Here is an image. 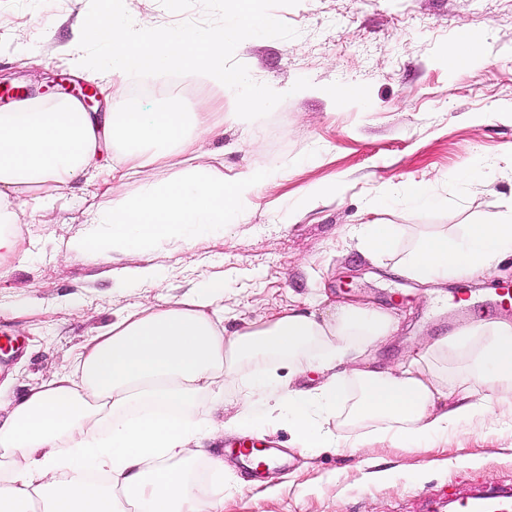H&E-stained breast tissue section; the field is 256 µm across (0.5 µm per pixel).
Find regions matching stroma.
<instances>
[{
  "instance_id": "obj_1",
  "label": "stroma",
  "mask_w": 512,
  "mask_h": 512,
  "mask_svg": "<svg viewBox=\"0 0 512 512\" xmlns=\"http://www.w3.org/2000/svg\"><path fill=\"white\" fill-rule=\"evenodd\" d=\"M125 6L139 28L204 17L198 5L180 14L158 0ZM88 7L89 0H0V81L36 92L32 108L50 112L66 100L57 78L97 85L68 56ZM273 14L298 37L249 38L235 51L253 80L285 91L268 116L232 117L234 92L194 74L117 80L96 103L109 112L135 97L156 112L202 102L224 107L226 117L198 157L171 154L125 182L83 175L16 225L28 255L0 263L8 271L0 278V328L21 345L0 368L11 398L67 370L83 342L118 314L176 303L209 280L224 283L230 333L291 307L319 320L344 301L397 308L403 328L368 350L369 368L424 355L459 327L458 308L437 310L439 294L470 299L475 320L494 308V285H512V255L485 277L438 288L393 272L396 256H368L352 235L357 224H396L403 251L419 234L460 237L512 207V0H299ZM464 31L480 37L482 59L449 66L448 46ZM301 77L311 88L292 92ZM336 85L361 94L343 102L323 96L322 87ZM473 157L482 169L463 180ZM196 166L219 169L228 183L246 168L266 179L222 228L193 243L172 239L96 259L70 252L97 208L135 200L143 183ZM408 181L428 182L435 205L406 203L397 190ZM143 266L156 280L135 278ZM240 401V383L230 382L223 411L211 412L206 401L199 407L214 421L208 451L225 458L224 512H448L449 482L512 478L510 424L462 425L428 450L377 445L314 457L282 424L261 436L287 451L288 466L253 485L226 446L224 423Z\"/></svg>"
}]
</instances>
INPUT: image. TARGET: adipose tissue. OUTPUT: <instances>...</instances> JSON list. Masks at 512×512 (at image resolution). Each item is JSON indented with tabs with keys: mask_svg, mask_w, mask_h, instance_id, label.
<instances>
[{
	"mask_svg": "<svg viewBox=\"0 0 512 512\" xmlns=\"http://www.w3.org/2000/svg\"><path fill=\"white\" fill-rule=\"evenodd\" d=\"M213 125L208 112L174 108L142 111L127 99L110 112H88L70 99L51 112L20 106L0 115V276L8 258H25L13 224L20 208L48 204L41 186L61 189L73 177L101 168L103 150L125 145L111 168L117 180L161 161L168 148L194 154ZM264 175L190 169L147 185L138 199L98 209L93 230L73 240L72 252L95 258L162 240H186L222 224L241 209ZM106 225L99 233L98 225ZM512 252V209L492 223L471 225L461 237H418L400 261V274L429 284L481 276ZM222 282L201 285L173 306L131 310L90 336L72 371L30 389L0 418V512H224V459L199 458L190 445L207 437L191 411L203 394L224 400V384L243 365L274 358L281 370L252 374L232 425L250 431L272 418L287 423L302 451L354 452L327 414L344 410L343 426L367 425L368 437L395 447L430 446L460 422H512V324L477 320L439 340L434 352L457 363L437 380L424 359L397 372L358 369V395L342 407V389L330 381L296 387L297 377L357 360L399 323L382 308L340 303L319 321L295 310L275 320L225 334ZM205 461L216 480L201 490L195 479Z\"/></svg>",
	"mask_w": 512,
	"mask_h": 512,
	"instance_id": "1",
	"label": "adipose tissue"
}]
</instances>
